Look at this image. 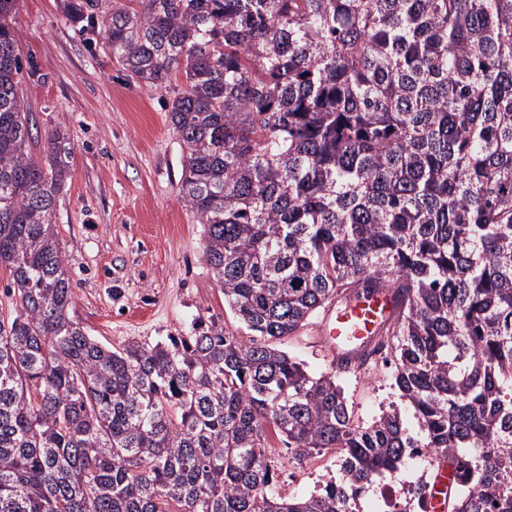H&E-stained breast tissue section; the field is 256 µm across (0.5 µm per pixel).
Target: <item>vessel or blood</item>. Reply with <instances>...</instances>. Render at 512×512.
I'll list each match as a JSON object with an SVG mask.
<instances>
[{
    "instance_id": "1",
    "label": "vessel or blood",
    "mask_w": 512,
    "mask_h": 512,
    "mask_svg": "<svg viewBox=\"0 0 512 512\" xmlns=\"http://www.w3.org/2000/svg\"><path fill=\"white\" fill-rule=\"evenodd\" d=\"M396 315L391 298L385 293L361 298L345 307L331 301L313 325L309 344L324 351L335 365L384 334ZM456 481L454 468L440 462L429 491V512H448V498Z\"/></svg>"
}]
</instances>
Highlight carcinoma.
<instances>
[{
    "label": "carcinoma",
    "mask_w": 512,
    "mask_h": 512,
    "mask_svg": "<svg viewBox=\"0 0 512 512\" xmlns=\"http://www.w3.org/2000/svg\"><path fill=\"white\" fill-rule=\"evenodd\" d=\"M0 0V512H350L436 448L470 469L452 512H512V0H68L80 31L168 92L180 194L249 331L119 349L70 316L54 230L65 136L42 159ZM382 289L399 402L356 423L285 345L326 301ZM305 496L272 490L267 431ZM269 442L275 459H278L276 491L282 495H305L313 490L315 484L332 475H336L337 452H323L315 455L303 466L288 462V450L271 432Z\"/></svg>",
    "instance_id": "obj_1"
}]
</instances>
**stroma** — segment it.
<instances>
[{"label": "stroma", "mask_w": 512, "mask_h": 512, "mask_svg": "<svg viewBox=\"0 0 512 512\" xmlns=\"http://www.w3.org/2000/svg\"><path fill=\"white\" fill-rule=\"evenodd\" d=\"M16 24L33 135L58 131L73 147L54 222L76 289L75 321L112 348L187 335L200 318L239 329L206 264L202 226L180 197L182 149L168 94L130 78L75 28L63 0H19ZM342 385L364 422L395 398L385 369L348 373ZM269 442L281 494H308L336 473L335 453L297 465L277 437Z\"/></svg>", "instance_id": "stroma-1"}]
</instances>
